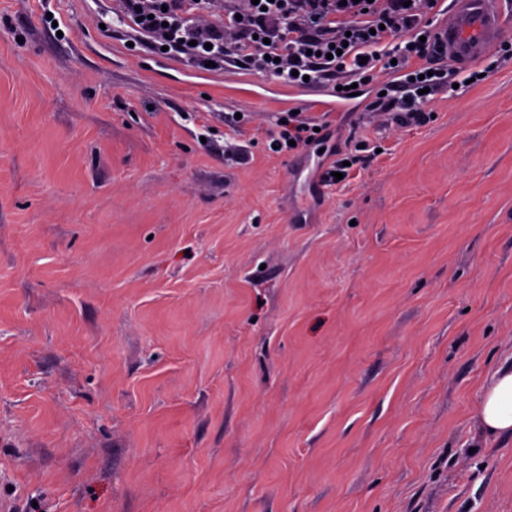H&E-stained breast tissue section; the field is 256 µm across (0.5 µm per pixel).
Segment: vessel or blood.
I'll return each mask as SVG.
<instances>
[{"instance_id": "vessel-or-blood-1", "label": "vessel or blood", "mask_w": 512, "mask_h": 512, "mask_svg": "<svg viewBox=\"0 0 512 512\" xmlns=\"http://www.w3.org/2000/svg\"><path fill=\"white\" fill-rule=\"evenodd\" d=\"M507 0H449L435 26L438 48L449 63L466 71L503 42L512 9Z\"/></svg>"}]
</instances>
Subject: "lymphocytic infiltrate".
Listing matches in <instances>:
<instances>
[{
  "label": "lymphocytic infiltrate",
  "instance_id": "1",
  "mask_svg": "<svg viewBox=\"0 0 512 512\" xmlns=\"http://www.w3.org/2000/svg\"><path fill=\"white\" fill-rule=\"evenodd\" d=\"M440 0H123L137 42L196 67L241 66L291 87H373L367 111L386 128L426 122L437 96L467 81L439 61L429 40ZM222 8L219 24L202 15ZM271 132L278 152L318 143L328 123L283 112Z\"/></svg>",
  "mask_w": 512,
  "mask_h": 512
}]
</instances>
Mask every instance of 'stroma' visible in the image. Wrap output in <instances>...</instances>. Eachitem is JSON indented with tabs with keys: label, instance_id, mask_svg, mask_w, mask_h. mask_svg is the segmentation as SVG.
Wrapping results in <instances>:
<instances>
[{
	"label": "stroma",
	"instance_id": "35a3bbf8",
	"mask_svg": "<svg viewBox=\"0 0 512 512\" xmlns=\"http://www.w3.org/2000/svg\"><path fill=\"white\" fill-rule=\"evenodd\" d=\"M327 90L132 44L118 0H0L7 512H512V59L320 186ZM234 144L243 159L229 156ZM294 110H299V113L293 114ZM280 114L276 124L277 130L270 134L271 149L275 153L293 152L316 144L324 138L330 127L327 122L316 120L302 109L291 108ZM281 120H285V123H281ZM314 127L320 128V131L315 132ZM289 140H294L296 146L289 145ZM274 146H277V149H274ZM478 424L485 437L512 434V365L497 368L483 386Z\"/></svg>",
	"mask_w": 512,
	"mask_h": 512
}]
</instances>
